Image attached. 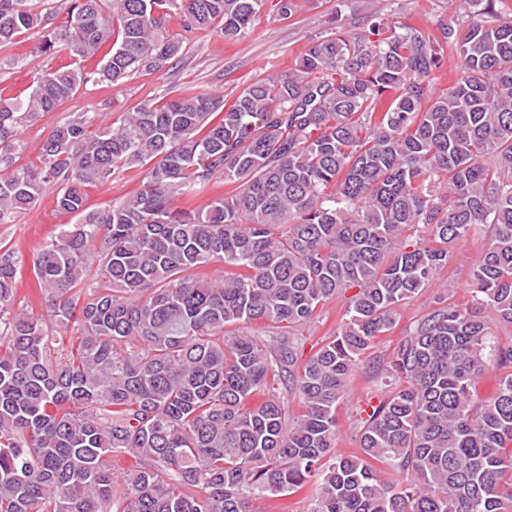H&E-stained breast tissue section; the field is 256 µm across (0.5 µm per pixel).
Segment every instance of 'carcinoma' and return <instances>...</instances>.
Listing matches in <instances>:
<instances>
[{
  "instance_id": "carcinoma-1",
  "label": "carcinoma",
  "mask_w": 512,
  "mask_h": 512,
  "mask_svg": "<svg viewBox=\"0 0 512 512\" xmlns=\"http://www.w3.org/2000/svg\"><path fill=\"white\" fill-rule=\"evenodd\" d=\"M26 2L0 0V45L46 23ZM456 2L433 33L373 18L375 44L317 37L230 105L178 97L95 128L71 112L22 163L21 128L83 85L166 69L185 39L171 14L233 39L263 6L71 0L42 49L74 62L38 73L23 101L0 98V224L49 183L78 217L32 265L46 316L18 298L0 241V512H252L314 481L312 512H512V346L491 347L490 327L512 325V5ZM450 53L458 75L436 92ZM131 169L139 191L86 206V188ZM215 179L233 189L175 206ZM484 229L477 305L459 304L439 274ZM432 287L434 308L372 365L382 396L362 409L359 453H336L356 369ZM347 290L346 318L302 358L299 329ZM259 321L265 340L245 331ZM69 334L77 346L52 356ZM491 366L499 391L476 402ZM115 456L130 461L120 478Z\"/></svg>"
}]
</instances>
